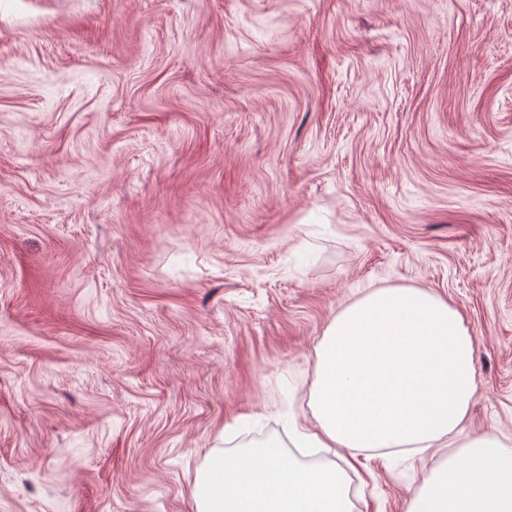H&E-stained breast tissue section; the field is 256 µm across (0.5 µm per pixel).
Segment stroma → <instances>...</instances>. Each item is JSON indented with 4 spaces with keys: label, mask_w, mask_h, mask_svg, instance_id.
<instances>
[{
    "label": "stroma",
    "mask_w": 512,
    "mask_h": 512,
    "mask_svg": "<svg viewBox=\"0 0 512 512\" xmlns=\"http://www.w3.org/2000/svg\"><path fill=\"white\" fill-rule=\"evenodd\" d=\"M474 340L512 446V0H0V512H193L298 459L317 350L376 288ZM444 448L358 452L407 512Z\"/></svg>",
    "instance_id": "obj_1"
}]
</instances>
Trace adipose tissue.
Masks as SVG:
<instances>
[{"instance_id": "adipose-tissue-1", "label": "adipose tissue", "mask_w": 512, "mask_h": 512, "mask_svg": "<svg viewBox=\"0 0 512 512\" xmlns=\"http://www.w3.org/2000/svg\"><path fill=\"white\" fill-rule=\"evenodd\" d=\"M473 338L461 311L420 288H377L346 305L317 352L304 447L446 444L476 388ZM194 512H352L346 471L265 445L213 454L198 470ZM408 512H512V448L493 433L463 438L427 475Z\"/></svg>"}]
</instances>
